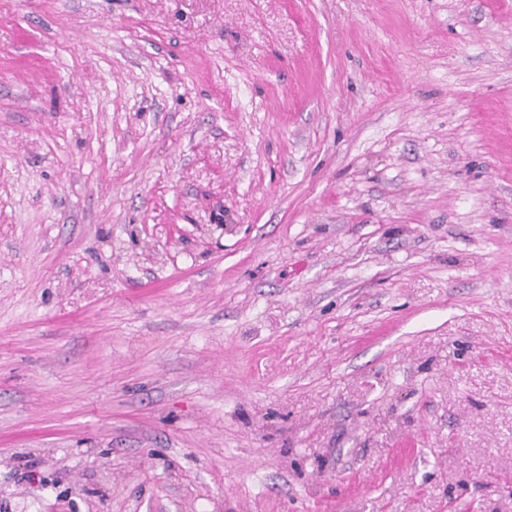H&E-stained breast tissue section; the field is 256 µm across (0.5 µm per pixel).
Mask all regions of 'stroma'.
Returning a JSON list of instances; mask_svg holds the SVG:
<instances>
[{
  "label": "stroma",
  "instance_id": "1",
  "mask_svg": "<svg viewBox=\"0 0 512 512\" xmlns=\"http://www.w3.org/2000/svg\"><path fill=\"white\" fill-rule=\"evenodd\" d=\"M0 512H512V0H0Z\"/></svg>",
  "mask_w": 512,
  "mask_h": 512
}]
</instances>
